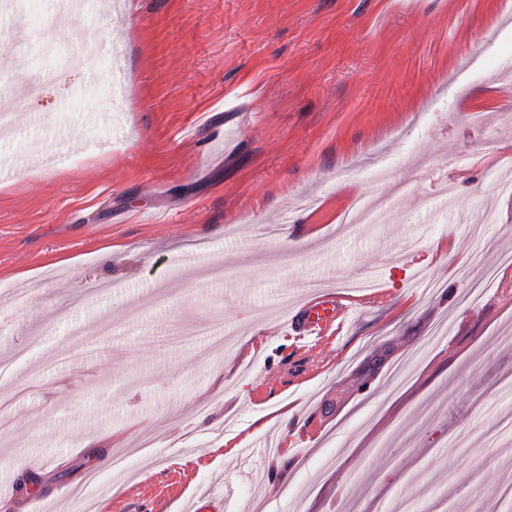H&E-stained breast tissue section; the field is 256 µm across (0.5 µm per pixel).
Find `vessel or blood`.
Wrapping results in <instances>:
<instances>
[{"label": "vessel or blood", "mask_w": 512, "mask_h": 512, "mask_svg": "<svg viewBox=\"0 0 512 512\" xmlns=\"http://www.w3.org/2000/svg\"><path fill=\"white\" fill-rule=\"evenodd\" d=\"M348 317V308L335 294H318L304 303L292 319L291 351L309 353L326 336L338 334Z\"/></svg>", "instance_id": "obj_1"}]
</instances>
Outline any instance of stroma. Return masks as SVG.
<instances>
[{
    "instance_id": "1",
    "label": "stroma",
    "mask_w": 512,
    "mask_h": 512,
    "mask_svg": "<svg viewBox=\"0 0 512 512\" xmlns=\"http://www.w3.org/2000/svg\"><path fill=\"white\" fill-rule=\"evenodd\" d=\"M17 26L38 57L0 78H63L0 133L21 160L0 179L5 512H181L218 487L223 512H492L512 488V0H29L0 47ZM320 287L349 325L290 353Z\"/></svg>"
}]
</instances>
